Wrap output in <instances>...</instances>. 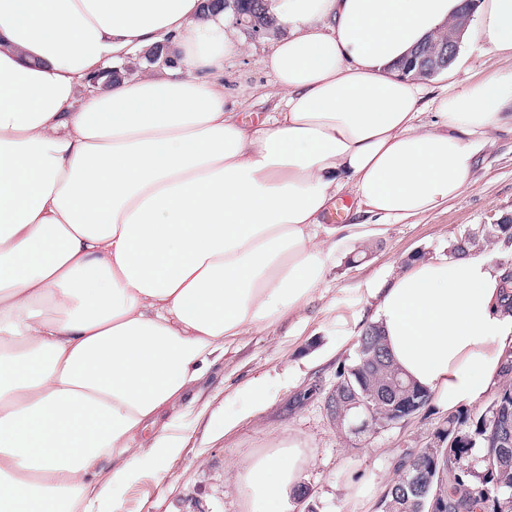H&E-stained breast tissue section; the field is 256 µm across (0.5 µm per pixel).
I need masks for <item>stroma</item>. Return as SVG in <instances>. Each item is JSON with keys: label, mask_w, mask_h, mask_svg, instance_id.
Listing matches in <instances>:
<instances>
[{"label": "stroma", "mask_w": 512, "mask_h": 512, "mask_svg": "<svg viewBox=\"0 0 512 512\" xmlns=\"http://www.w3.org/2000/svg\"><path fill=\"white\" fill-rule=\"evenodd\" d=\"M281 28L247 38L243 53L224 61L225 109L255 123L278 102L271 73L260 60ZM512 72V59L486 47L465 48L460 61L427 78L429 91L462 90L475 78ZM512 212V129L492 130L474 158L471 186L448 206L400 224H372L364 240L341 247L302 316L283 315L238 337L182 398L156 416L154 434H177L183 448L157 472L143 474L118 496L119 512H248L245 489L227 475L296 440L315 456L301 474L304 502L288 512H348V476L363 479L380 505L409 450L426 447L447 415L434 403L392 428L362 436L340 433L324 397L336 370L356 353L360 327L371 313V289L401 271L414 255L447 252L476 224ZM362 260H355L358 251ZM263 379L266 399L254 404L247 385Z\"/></svg>", "instance_id": "stroma-1"}]
</instances>
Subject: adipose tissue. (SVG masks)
Wrapping results in <instances>:
<instances>
[{"mask_svg": "<svg viewBox=\"0 0 512 512\" xmlns=\"http://www.w3.org/2000/svg\"><path fill=\"white\" fill-rule=\"evenodd\" d=\"M465 0H265L277 112L224 109L245 43L203 0H0V512H117L182 448L156 414L226 342L300 313L363 224L432 212L512 125V76L432 99L396 66ZM463 38L512 54V0ZM167 59L88 91L130 54ZM361 222L323 223L340 194ZM488 251L413 259L373 289L399 370L452 412L501 380L512 312ZM296 442L229 466L252 512H287Z\"/></svg>", "mask_w": 512, "mask_h": 512, "instance_id": "adipose-tissue-1", "label": "adipose tissue"}]
</instances>
